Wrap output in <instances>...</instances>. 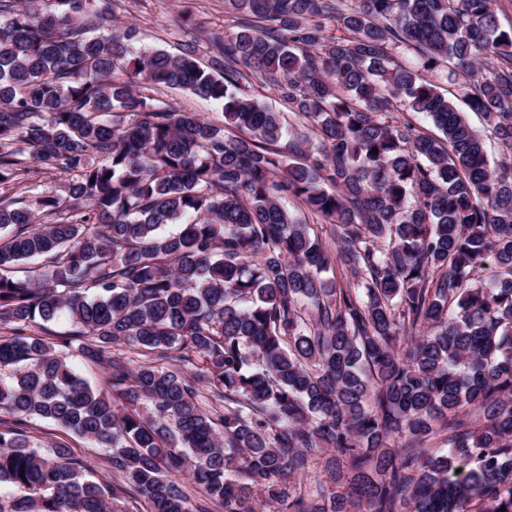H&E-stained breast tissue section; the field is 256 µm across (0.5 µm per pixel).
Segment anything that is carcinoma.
Masks as SVG:
<instances>
[{
  "label": "carcinoma",
  "instance_id": "obj_1",
  "mask_svg": "<svg viewBox=\"0 0 512 512\" xmlns=\"http://www.w3.org/2000/svg\"><path fill=\"white\" fill-rule=\"evenodd\" d=\"M229 2L235 31L203 62L194 39L91 34L111 0H0V486L28 492L0 512H512V28L494 0ZM45 167L62 189L16 202ZM34 258L47 270L11 274ZM335 264L343 284L322 277ZM62 313L73 334H28ZM77 340L108 391L57 354ZM127 348L178 368L132 370ZM31 417L123 481L27 444ZM150 94L172 104L180 110L187 112H199L210 118H220L223 112L222 106L206 101L182 90L170 89L164 86H156L149 90Z\"/></svg>",
  "mask_w": 512,
  "mask_h": 512
}]
</instances>
